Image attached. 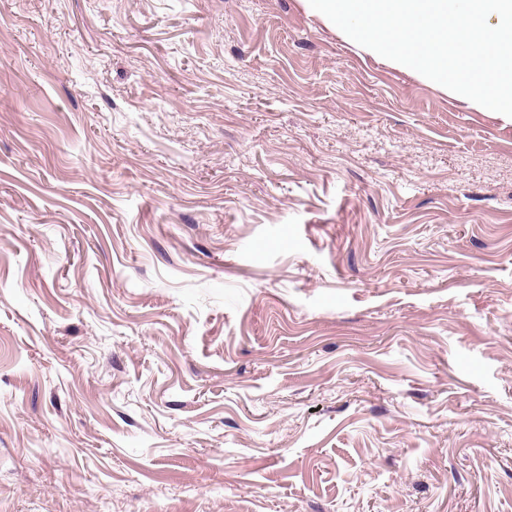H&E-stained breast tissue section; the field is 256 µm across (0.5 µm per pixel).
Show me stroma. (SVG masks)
Returning <instances> with one entry per match:
<instances>
[{
  "mask_svg": "<svg viewBox=\"0 0 512 512\" xmlns=\"http://www.w3.org/2000/svg\"><path fill=\"white\" fill-rule=\"evenodd\" d=\"M0 512H512V118L306 0H0Z\"/></svg>",
  "mask_w": 512,
  "mask_h": 512,
  "instance_id": "35a3bbf8",
  "label": "stroma"
}]
</instances>
